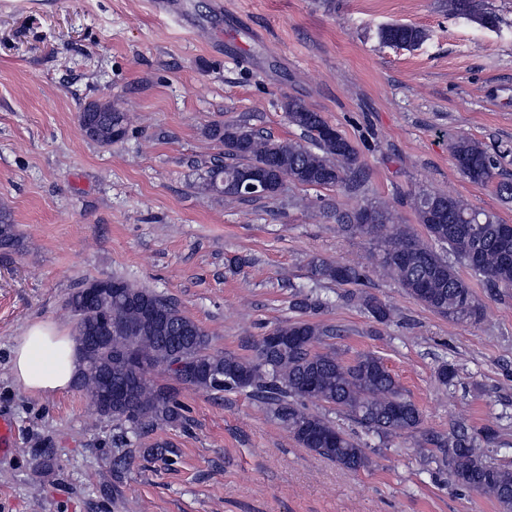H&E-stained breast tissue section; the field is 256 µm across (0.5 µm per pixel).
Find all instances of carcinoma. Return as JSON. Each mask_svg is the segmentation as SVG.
Returning a JSON list of instances; mask_svg holds the SVG:
<instances>
[{"label":"carcinoma","mask_w":512,"mask_h":512,"mask_svg":"<svg viewBox=\"0 0 512 512\" xmlns=\"http://www.w3.org/2000/svg\"><path fill=\"white\" fill-rule=\"evenodd\" d=\"M449 12L471 18L483 27H495V14L479 7L477 0H445ZM383 42L414 47L425 38L412 26L382 29ZM288 122L310 141H276L237 125L215 122L206 135L231 163H217L206 171L201 190L207 194L241 198L234 182L246 171L271 166L264 197L280 194L279 179L303 187L338 188L356 177L358 156L352 144L319 112L295 98L283 102ZM87 138L106 146L123 141L127 116L109 100L90 102L77 115ZM451 152L459 170L471 181H496V191L512 199V179L495 180L496 163L481 144L467 138L456 140ZM370 224L360 213L336 212L342 231L374 235L382 239L377 267L395 280L414 300L452 321L478 320L481 305L460 269H467L491 288L512 287V224H503L489 212L479 211L458 197L422 193L414 203L418 223L427 237L440 246L435 250L418 239L390 207L368 203ZM20 243L17 225L0 210V248ZM316 281L339 285H362L367 279L361 266L334 265L317 259L310 266ZM112 292L90 303L86 289L96 280L81 284L68 294L65 304L75 319V340L83 366L75 387L87 392L97 414L117 422L122 429L118 442L131 444L128 434L142 438L154 428L184 423L177 388L159 385L149 377L163 368L173 381L188 388L212 393L246 392L264 405L271 417L286 426L296 442L323 459L358 472L372 461L361 444L335 420L312 413L307 403L324 402L381 439L396 438L419 428L422 415L403 392L398 380L380 357L365 353L346 363L334 348L317 346L333 335V329L307 320L282 322L271 334L255 343V353L242 358L213 349L209 334L182 313L175 301L147 288H137L117 277L107 278ZM361 307L375 321L389 319L387 304L362 292ZM491 429L477 436L459 426L452 440L431 435L426 441L443 449L442 463L454 482L495 501L512 512V468L484 459L480 443L491 444ZM147 453L167 463L175 454L173 445L156 441Z\"/></svg>","instance_id":"1"}]
</instances>
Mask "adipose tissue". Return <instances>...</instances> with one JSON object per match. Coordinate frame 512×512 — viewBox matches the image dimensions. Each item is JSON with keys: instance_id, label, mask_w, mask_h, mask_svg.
<instances>
[{"instance_id": "1", "label": "adipose tissue", "mask_w": 512, "mask_h": 512, "mask_svg": "<svg viewBox=\"0 0 512 512\" xmlns=\"http://www.w3.org/2000/svg\"><path fill=\"white\" fill-rule=\"evenodd\" d=\"M80 366L81 354L74 338L47 320L31 323L12 348V374L34 394L64 392Z\"/></svg>"}]
</instances>
